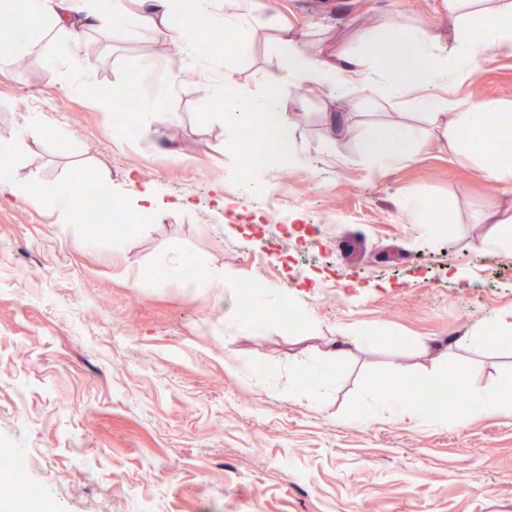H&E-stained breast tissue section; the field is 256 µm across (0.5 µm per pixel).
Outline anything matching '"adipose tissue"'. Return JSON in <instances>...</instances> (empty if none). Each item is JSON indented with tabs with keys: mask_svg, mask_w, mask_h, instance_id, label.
<instances>
[{
	"mask_svg": "<svg viewBox=\"0 0 512 512\" xmlns=\"http://www.w3.org/2000/svg\"><path fill=\"white\" fill-rule=\"evenodd\" d=\"M145 2L160 21L142 29L143 39L173 41L190 61L197 56L198 47L188 35V18L203 17L222 22L228 29H241L255 16L266 14L268 23L280 32L277 64L287 71L294 86L319 87L341 100L356 85H365L387 104L424 115L429 125L443 133L449 152L473 164L488 183L512 185V99L494 98L476 104L449 91L457 80L475 76L488 58L512 56V0H442L447 31L401 24L390 18L381 35L365 36L359 48L337 47L332 62L327 59L326 47L307 45L279 16L267 15L265 0H232L226 9L219 0ZM29 4L31 15L46 18L48 26L14 33L8 55H20L48 40L49 64L78 80L90 76V65L81 50L84 31L110 26L113 16L125 12L123 0H108L104 5L99 0H29ZM179 80L178 74L168 73L156 87V98L141 102L145 134L174 122V113L165 111L160 99L169 95ZM216 96L224 102L228 137H235L249 122L262 123L273 156L291 166L303 163L294 114L283 107L278 83H267L261 97H248L239 91L234 73L228 69L216 86ZM488 133L495 136L492 149L474 153V136ZM373 135L384 150L371 155L370 160L377 167L390 169L415 159L422 131L405 122L388 121L376 125Z\"/></svg>",
	"mask_w": 512,
	"mask_h": 512,
	"instance_id": "1",
	"label": "adipose tissue"
}]
</instances>
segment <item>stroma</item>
Segmentation results:
<instances>
[{
  "label": "stroma",
  "mask_w": 512,
  "mask_h": 512,
  "mask_svg": "<svg viewBox=\"0 0 512 512\" xmlns=\"http://www.w3.org/2000/svg\"><path fill=\"white\" fill-rule=\"evenodd\" d=\"M270 3L305 42L329 46L396 16L448 27L440 0ZM125 8L123 24L85 33L90 83L69 86L41 50L0 62V138L31 112L51 128L13 154L15 181L67 189L90 176L120 202L132 186L155 200L151 223L93 229L64 221L31 186L0 200V442L29 452L24 488L48 512H512V416L361 415L384 380L460 379L495 394L512 378V254L479 252L490 227L473 221L492 198L512 210V186L490 185L439 141L414 162L369 166L375 115L395 109L362 85L341 101L315 88L296 96L264 16L247 34L203 42L188 74L175 44L141 37V0ZM150 62L183 72L165 103L179 119L130 137L123 93L135 79L152 95ZM228 66L248 96L275 79L297 113L308 164L266 171L267 203L235 187L250 169L227 142L223 106L200 107ZM454 89L476 103L512 98V57ZM330 112L362 136L336 138ZM438 210L451 224L428 231ZM173 250L197 276L146 277ZM206 267L229 274L242 306H262L259 287L295 290L301 326L270 308L228 320ZM492 321L509 344L484 339ZM341 327L370 343L348 347L310 402L305 372Z\"/></svg>",
  "instance_id": "stroma-1"
}]
</instances>
